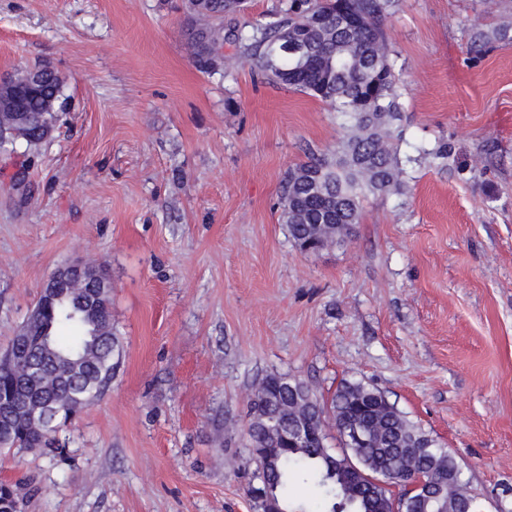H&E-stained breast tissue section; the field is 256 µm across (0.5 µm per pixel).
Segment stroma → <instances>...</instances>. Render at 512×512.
<instances>
[{
  "label": "stroma",
  "instance_id": "35a3bbf8",
  "mask_svg": "<svg viewBox=\"0 0 512 512\" xmlns=\"http://www.w3.org/2000/svg\"><path fill=\"white\" fill-rule=\"evenodd\" d=\"M502 25L490 0H400L401 150L456 155L304 254L278 201L341 136L328 105L231 55L200 71L182 0H0V74L52 66L67 109L34 158L0 156V351L76 260L110 279L122 346L65 460L0 452L25 512H252L248 403L272 372L379 389L481 512H512V41H468Z\"/></svg>",
  "mask_w": 512,
  "mask_h": 512
}]
</instances>
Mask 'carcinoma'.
Returning <instances> with one entry per match:
<instances>
[{
	"instance_id": "carcinoma-1",
	"label": "carcinoma",
	"mask_w": 512,
	"mask_h": 512,
	"mask_svg": "<svg viewBox=\"0 0 512 512\" xmlns=\"http://www.w3.org/2000/svg\"><path fill=\"white\" fill-rule=\"evenodd\" d=\"M396 0H291L267 20L232 27L224 19L242 10L235 0H187L194 17L190 43L195 64L203 72L224 65V45L234 56L269 81L294 88L327 103L344 134L329 156L288 171L279 206L294 244L315 253L341 245L350 226L360 222L366 194L400 195L406 166L418 158L400 156L396 144L402 93L396 79L397 55L388 48L386 22ZM40 91L29 97L19 116L5 101L12 86L0 84V153L37 152L64 109L62 81L43 65ZM418 153L436 159L454 155L451 142L440 141ZM51 313L29 318L15 332L41 334L53 348L47 359L57 383L49 397L66 407L61 427L110 387L119 367V341L112 324L111 283L91 288L80 283ZM250 399L247 447L257 468L248 494L253 512H263L254 496L264 491L278 499L283 512H394L397 501H412L406 487L421 475L434 482L438 496L429 512H479V504L460 479L453 456L414 425L378 389L361 382L340 383L324 401L304 382L271 373ZM295 415L314 429L312 437L292 440L285 418ZM338 435L348 421L365 424L370 442L337 452L326 444V417ZM40 448L63 457L65 446L29 425H17L8 449ZM311 483L319 489V510L288 496V485Z\"/></svg>"
}]
</instances>
